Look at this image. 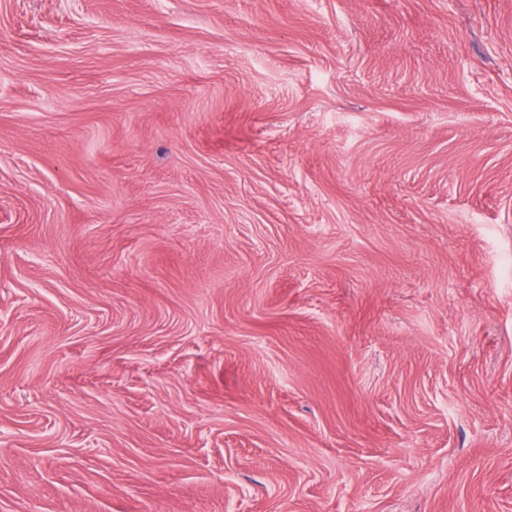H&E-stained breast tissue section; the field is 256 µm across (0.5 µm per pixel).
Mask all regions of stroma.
<instances>
[{"label":"stroma","mask_w":512,"mask_h":512,"mask_svg":"<svg viewBox=\"0 0 512 512\" xmlns=\"http://www.w3.org/2000/svg\"><path fill=\"white\" fill-rule=\"evenodd\" d=\"M512 0H0V512H512Z\"/></svg>","instance_id":"1"}]
</instances>
